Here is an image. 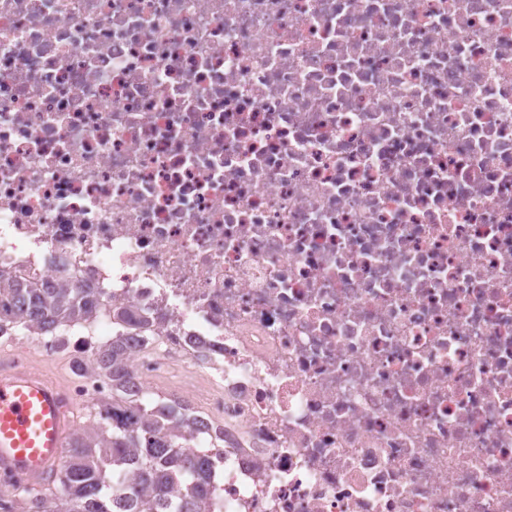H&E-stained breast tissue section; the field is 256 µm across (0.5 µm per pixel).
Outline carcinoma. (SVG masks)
<instances>
[{
  "mask_svg": "<svg viewBox=\"0 0 512 512\" xmlns=\"http://www.w3.org/2000/svg\"><path fill=\"white\" fill-rule=\"evenodd\" d=\"M98 312V297L85 288H19L0 273V328L21 323L53 333L56 349L68 351L69 332L90 327ZM113 320L115 336L101 343L97 359L112 397L100 403L99 422L72 435L61 476L27 491L17 512H211L210 455L183 448L180 405L141 399L123 363L121 328L148 320L126 309Z\"/></svg>",
  "mask_w": 512,
  "mask_h": 512,
  "instance_id": "carcinoma-1",
  "label": "carcinoma"
}]
</instances>
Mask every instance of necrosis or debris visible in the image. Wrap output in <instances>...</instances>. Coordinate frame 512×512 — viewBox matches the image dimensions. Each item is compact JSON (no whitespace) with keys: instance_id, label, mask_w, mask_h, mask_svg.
Wrapping results in <instances>:
<instances>
[{"instance_id":"necrosis-or-debris-1","label":"necrosis or debris","mask_w":512,"mask_h":512,"mask_svg":"<svg viewBox=\"0 0 512 512\" xmlns=\"http://www.w3.org/2000/svg\"><path fill=\"white\" fill-rule=\"evenodd\" d=\"M0 270L149 318L212 512H512V0H0Z\"/></svg>"}]
</instances>
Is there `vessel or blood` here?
I'll return each instance as SVG.
<instances>
[{
	"label": "vessel or blood",
	"mask_w": 512,
	"mask_h": 512,
	"mask_svg": "<svg viewBox=\"0 0 512 512\" xmlns=\"http://www.w3.org/2000/svg\"><path fill=\"white\" fill-rule=\"evenodd\" d=\"M66 387L18 358H0V473L45 483L55 479L74 431Z\"/></svg>",
	"instance_id": "vessel-or-blood-1"
}]
</instances>
